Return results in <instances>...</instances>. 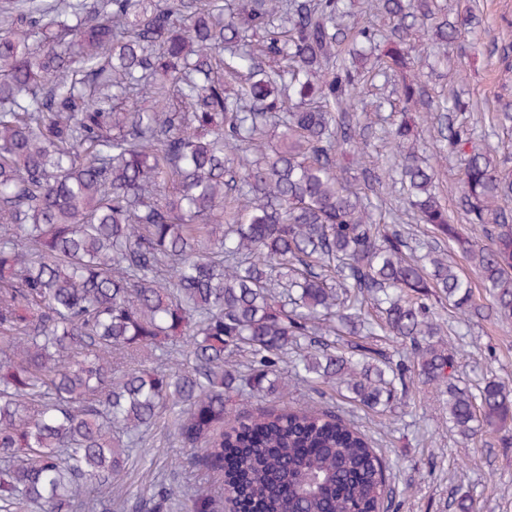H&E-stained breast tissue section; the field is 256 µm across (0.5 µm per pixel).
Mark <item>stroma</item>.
Returning <instances> with one entry per match:
<instances>
[{
  "instance_id": "stroma-1",
  "label": "stroma",
  "mask_w": 512,
  "mask_h": 512,
  "mask_svg": "<svg viewBox=\"0 0 512 512\" xmlns=\"http://www.w3.org/2000/svg\"><path fill=\"white\" fill-rule=\"evenodd\" d=\"M449 13L472 9L481 20L474 39L450 49L451 64L464 74L458 89L477 104L469 125L500 156L512 159V132L494 133L490 118L499 98L512 99V72L504 73L499 49L512 44V0H441ZM420 151L439 172L438 192L451 215H458L457 163L436 154V121L422 112H409ZM465 355L459 379L470 387L486 374L512 384V321H479L462 327ZM337 403L352 416L383 457L393 461L389 485L394 491L390 512H454L457 492L474 497L479 512H512V444L502 445L487 434L464 444L448 429V407L440 390L409 380L394 409L373 412L333 389ZM195 477L184 465L182 448L173 437V418L162 413L147 437L133 448L123 492L129 499L147 495L157 479L183 485Z\"/></svg>"
}]
</instances>
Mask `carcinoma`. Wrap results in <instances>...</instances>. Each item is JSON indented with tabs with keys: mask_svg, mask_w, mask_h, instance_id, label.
<instances>
[{
	"mask_svg": "<svg viewBox=\"0 0 512 512\" xmlns=\"http://www.w3.org/2000/svg\"><path fill=\"white\" fill-rule=\"evenodd\" d=\"M377 33L342 25L345 0H3L0 3V512H381L389 465L333 407L259 408L224 427L226 398L285 397L288 383L346 385L390 409L407 378L448 384V426L512 440V388L457 385L431 290L468 318L465 249L498 320H512V167L415 72L411 32L435 0H376ZM475 18L431 26L448 58ZM371 69L400 74L402 111L435 112L461 162V241L405 121L388 170L338 172L363 148L355 110ZM280 129L265 145L269 126ZM402 184L432 229L410 257L381 194ZM389 336L404 359L337 325ZM242 360H231L232 355ZM193 469L131 502L135 445L162 411Z\"/></svg>",
	"mask_w": 512,
	"mask_h": 512,
	"instance_id": "carcinoma-1",
	"label": "carcinoma"
}]
</instances>
